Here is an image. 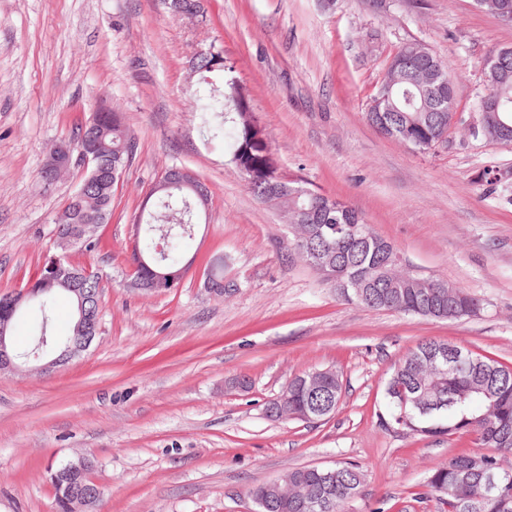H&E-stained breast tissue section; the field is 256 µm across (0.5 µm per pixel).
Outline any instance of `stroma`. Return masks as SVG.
<instances>
[{"instance_id": "35a3bbf8", "label": "stroma", "mask_w": 512, "mask_h": 512, "mask_svg": "<svg viewBox=\"0 0 512 512\" xmlns=\"http://www.w3.org/2000/svg\"><path fill=\"white\" fill-rule=\"evenodd\" d=\"M204 16L163 0H0V294L24 288L54 251L53 219L82 179L38 172L98 107L121 112L138 151L114 191L97 251L73 250L102 282L101 332L68 365L0 376V512H58L50 475L89 458L93 512H255L252 488L309 465H358L347 512H437L430 472L471 437L387 425L392 368L426 338L512 364V144L472 139L483 62L512 26L474 0H202ZM419 42L460 79L456 124L420 152L364 119L393 53ZM224 55L245 86L284 176L358 210L403 267L459 284L480 310L431 320L345 301L290 253L287 225L256 201L213 138L193 72ZM211 193L180 288L127 286L132 222L168 168ZM227 255L211 295L202 273ZM343 381L331 417L276 421L266 405L296 375ZM249 379L248 390L233 386Z\"/></svg>"}]
</instances>
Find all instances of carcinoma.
<instances>
[{"label":"carcinoma","instance_id":"carcinoma-1","mask_svg":"<svg viewBox=\"0 0 512 512\" xmlns=\"http://www.w3.org/2000/svg\"><path fill=\"white\" fill-rule=\"evenodd\" d=\"M444 73L452 80V88L446 101V111H455L456 89L459 76L449 61L436 57ZM485 91L475 101L478 117L471 126L472 136L489 140L493 135V119L484 116L485 102L495 98L499 102L498 118L512 126V62L507 66L490 69L484 66ZM431 102V92L414 80L395 84L390 102V115L396 117L408 134L410 146L426 152L436 145L440 133L426 120L424 109ZM204 110L212 114L209 131L216 138L228 143L234 164L239 170L248 191L258 201L280 212L297 217L302 223L326 224L328 216L341 217V212L328 211L327 197L315 190L301 196L278 194L271 196L269 184L280 177L271 145L264 133L254 125L250 115V98L239 86L227 85L206 102ZM87 123L92 125L93 139L81 137L82 127L73 136V152L87 145L95 146L104 162L123 171L134 159L136 139L130 133L120 113H92ZM118 181L102 180L89 185L80 182L68 199L64 212L73 213L71 222L54 224L60 233H76L82 224H96L99 217L112 214V189ZM202 195L188 187H173L155 193L150 208L136 216L140 225L138 248L144 253H157L163 268L176 271L183 266L188 242L197 224V214L204 211L210 200V191L201 184ZM309 250L324 256H342L349 263L348 275L372 279L382 267L389 268V256L354 238L339 239L334 234L317 236L308 241ZM445 297L433 300L427 292L433 286L404 282V287L392 290L383 286L357 290L353 286L336 290L350 302L368 308L392 311L427 319L457 320L471 316L480 310L481 302L460 285L442 284ZM67 297L77 305L73 292L62 284H56L37 300L43 313L40 323L31 330L32 347L24 358L41 361L52 358L59 345L68 336L75 335L77 317H72L69 335L54 336L48 331V322L56 300ZM439 344L426 339L409 350L390 374L387 388L393 390L388 397L389 423L403 427L420 436H448L467 434L473 437L477 448L453 455L448 463L436 467L426 482L439 505L440 512H512V473L503 477L494 494H482L485 476L503 471L504 454L512 453V365L503 363L476 351H470L472 366L461 368H437L430 372L423 369L424 355ZM342 381L335 373L323 377L321 389L308 393L301 388L288 390V407L302 415L336 399V387ZM481 448L494 452L482 457L481 464L472 467V455ZM467 475L465 493L476 495L479 507L467 511L453 494L439 489H453L462 475ZM364 480L363 472L347 464L336 465V483L322 485L319 476L307 469L296 468L288 472V483L305 484L310 490L323 496L324 512H346V505L355 498L356 490Z\"/></svg>","mask_w":512,"mask_h":512}]
</instances>
